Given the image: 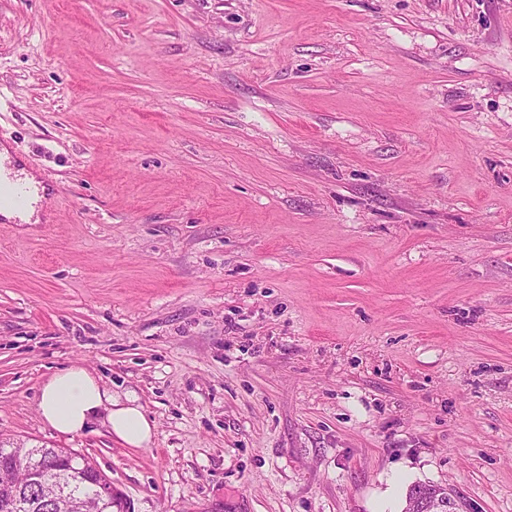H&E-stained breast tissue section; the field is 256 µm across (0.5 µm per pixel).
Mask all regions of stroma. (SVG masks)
Listing matches in <instances>:
<instances>
[{"label":"stroma","mask_w":512,"mask_h":512,"mask_svg":"<svg viewBox=\"0 0 512 512\" xmlns=\"http://www.w3.org/2000/svg\"><path fill=\"white\" fill-rule=\"evenodd\" d=\"M0 446L126 512H512V0H0ZM73 364L153 420L61 434ZM30 187L20 181L11 161H0V210H22L30 200ZM421 502L420 512H456L455 500L447 489L416 495Z\"/></svg>","instance_id":"1"}]
</instances>
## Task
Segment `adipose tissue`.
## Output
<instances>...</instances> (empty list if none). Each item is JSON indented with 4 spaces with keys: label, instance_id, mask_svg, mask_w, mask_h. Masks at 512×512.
Here are the masks:
<instances>
[{
    "label": "adipose tissue",
    "instance_id": "obj_1",
    "mask_svg": "<svg viewBox=\"0 0 512 512\" xmlns=\"http://www.w3.org/2000/svg\"><path fill=\"white\" fill-rule=\"evenodd\" d=\"M107 409L110 432L125 445L142 448L154 435V425L139 406L123 405L87 368L72 365L44 382L38 411L42 420L62 434L82 431L100 409Z\"/></svg>",
    "mask_w": 512,
    "mask_h": 512
}]
</instances>
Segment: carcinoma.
<instances>
[{
	"mask_svg": "<svg viewBox=\"0 0 512 512\" xmlns=\"http://www.w3.org/2000/svg\"><path fill=\"white\" fill-rule=\"evenodd\" d=\"M36 452L53 461L59 475L39 481L23 468L0 472V512H56L52 499L59 486L82 494L97 485L105 487L110 483L109 478L81 454L67 459L62 457L61 448L42 447Z\"/></svg>",
	"mask_w": 512,
	"mask_h": 512,
	"instance_id": "1",
	"label": "carcinoma"
}]
</instances>
